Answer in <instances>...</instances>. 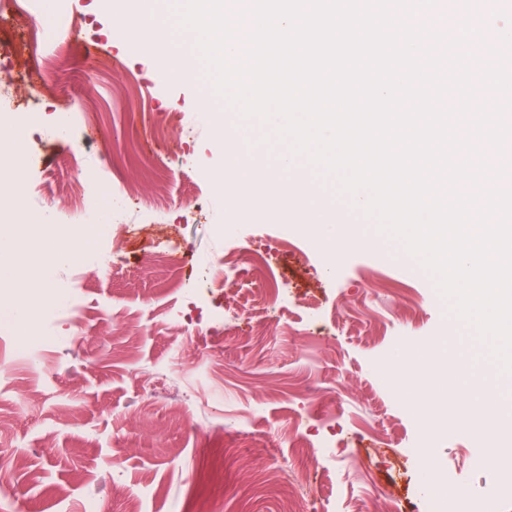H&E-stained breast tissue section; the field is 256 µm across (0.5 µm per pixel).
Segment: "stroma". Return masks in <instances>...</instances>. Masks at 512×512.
I'll list each match as a JSON object with an SVG mask.
<instances>
[{
    "label": "stroma",
    "instance_id": "obj_1",
    "mask_svg": "<svg viewBox=\"0 0 512 512\" xmlns=\"http://www.w3.org/2000/svg\"><path fill=\"white\" fill-rule=\"evenodd\" d=\"M65 9L79 33L29 57L0 55L1 69L19 77L40 67L55 89L38 102L19 97L28 119L19 155L56 185L78 181L88 191L115 166L133 189L132 223L161 234L130 233L116 262L111 241H102L78 265L52 261L37 239L17 241L13 269L0 280V313L35 280L77 290L80 305L52 323L55 339L35 357L0 337V512H77L89 500L97 512H128L134 501L142 512H315L318 501L339 512H423L430 475L469 503L492 493L499 512H512V465H473L486 448L472 424L481 414L476 397L497 382L487 348L417 261L383 249L375 220L331 178L311 175V204L362 235L334 251L249 200L229 211L219 131L196 95L202 68L170 80L152 43L116 27L99 0H70ZM68 98L85 114L62 139L51 117ZM219 224L233 225V242L216 234ZM169 238L188 261L171 265ZM232 246L242 261L229 278L224 252ZM265 250L288 288L282 308L256 272ZM196 255L212 258L208 274ZM205 277L215 293L187 299L183 287ZM226 297L236 318L217 333L210 314ZM308 298L326 311L316 335ZM256 305L268 311L261 336L251 328ZM438 336L456 337L471 372L446 404L414 419L376 371L391 352H414ZM156 367L193 400L147 396L142 382ZM332 428L356 436L326 469L305 470L297 443ZM287 467L312 480L314 499L285 489Z\"/></svg>",
    "mask_w": 512,
    "mask_h": 512
}]
</instances>
